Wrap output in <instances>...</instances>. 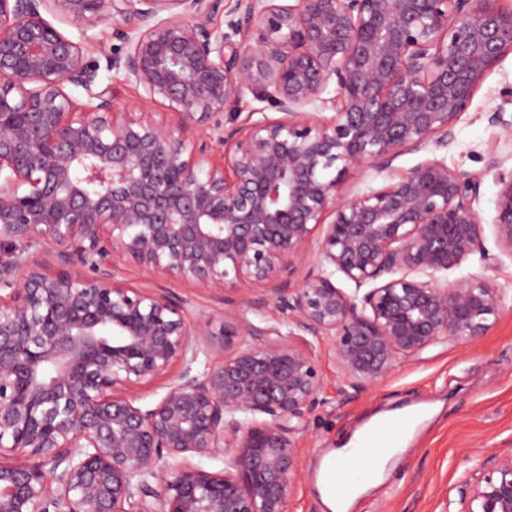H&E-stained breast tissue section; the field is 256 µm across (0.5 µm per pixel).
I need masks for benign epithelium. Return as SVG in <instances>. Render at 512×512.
Returning a JSON list of instances; mask_svg holds the SVG:
<instances>
[{
  "mask_svg": "<svg viewBox=\"0 0 512 512\" xmlns=\"http://www.w3.org/2000/svg\"><path fill=\"white\" fill-rule=\"evenodd\" d=\"M498 2L0 0V512H287L302 477L291 422L327 404L316 348L358 388L489 335L506 289L440 276L490 260L481 177L435 156L402 176L392 163L448 146L512 53ZM100 24L125 48L108 70L167 101L177 127L94 91ZM247 90L279 116L224 126ZM215 145L224 162L208 167ZM367 165L382 185L342 193ZM499 184L492 226L512 258V173ZM116 254L210 289L206 328L191 300L120 280ZM240 281L275 325L238 313L225 290ZM219 449L214 472L202 459ZM468 461L445 512H512V452Z\"/></svg>",
  "mask_w": 512,
  "mask_h": 512,
  "instance_id": "benign-epithelium-1",
  "label": "benign epithelium"
}]
</instances>
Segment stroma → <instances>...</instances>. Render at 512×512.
<instances>
[{"instance_id":"stroma-1","label":"stroma","mask_w":512,"mask_h":512,"mask_svg":"<svg viewBox=\"0 0 512 512\" xmlns=\"http://www.w3.org/2000/svg\"><path fill=\"white\" fill-rule=\"evenodd\" d=\"M100 66L98 86L109 89L117 112H153L173 125L177 117L163 102H144L142 88L123 74L107 70L105 55L116 48L107 25L91 28ZM512 54L485 78L471 107L456 122L447 148L437 150L449 168L480 175L483 244L490 254L499 249L491 222L499 191L498 172L488 166L490 156L512 170V133L488 122L496 109L512 113ZM119 277L139 285L161 284L175 295L192 300L197 321L215 308L210 290L190 278L162 281L133 260L114 256ZM327 405L317 407L298 424L293 436L303 463V479L288 502V512H327L315 483L322 457L348 445L354 433L379 413H406L420 407L426 416L415 427L398 460L392 461L384 482L361 497L352 512H444L449 495L473 454L512 450V296L489 336L464 347L440 341L418 357L403 361L382 382L358 391L345 389L340 372L327 351L317 353Z\"/></svg>"}]
</instances>
